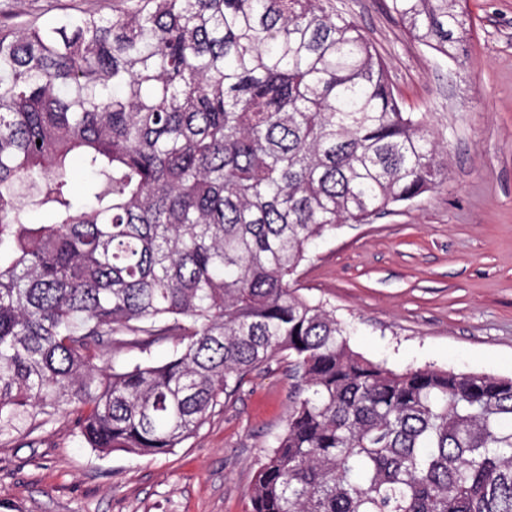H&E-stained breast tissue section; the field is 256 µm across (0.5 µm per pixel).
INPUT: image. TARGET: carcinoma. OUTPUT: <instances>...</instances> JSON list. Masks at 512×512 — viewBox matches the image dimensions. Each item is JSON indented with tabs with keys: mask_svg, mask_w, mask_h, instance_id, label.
Masks as SVG:
<instances>
[{
	"mask_svg": "<svg viewBox=\"0 0 512 512\" xmlns=\"http://www.w3.org/2000/svg\"><path fill=\"white\" fill-rule=\"evenodd\" d=\"M391 9L463 51L459 0ZM446 150L332 0H112L1 31L0 434L76 406L89 447L166 455L284 353L251 512H512V376L395 372L290 286L316 240L434 189ZM178 347L180 346L175 340L155 344L149 348L117 346L105 357V363L115 371H124L137 364H156L165 361Z\"/></svg>",
	"mask_w": 512,
	"mask_h": 512,
	"instance_id": "1",
	"label": "carcinoma"
}]
</instances>
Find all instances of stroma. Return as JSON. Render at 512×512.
Segmentation results:
<instances>
[{
	"instance_id": "35a3bbf8",
	"label": "stroma",
	"mask_w": 512,
	"mask_h": 512,
	"mask_svg": "<svg viewBox=\"0 0 512 512\" xmlns=\"http://www.w3.org/2000/svg\"><path fill=\"white\" fill-rule=\"evenodd\" d=\"M384 58L411 112L448 142L446 176L370 224L318 240L291 285L353 325L350 345L401 372L512 375V0H462L459 59L413 40L389 0H334ZM112 13V0H0V26ZM178 346H117L124 371ZM288 358L251 372L192 437L166 455L103 454L80 434L79 408L0 436V512H249L260 464L286 427Z\"/></svg>"
}]
</instances>
